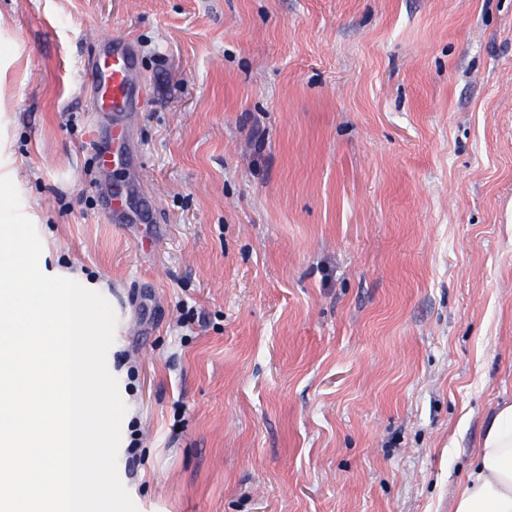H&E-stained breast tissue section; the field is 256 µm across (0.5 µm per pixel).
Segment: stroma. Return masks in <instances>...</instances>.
Wrapping results in <instances>:
<instances>
[{
	"label": "stroma",
	"mask_w": 512,
	"mask_h": 512,
	"mask_svg": "<svg viewBox=\"0 0 512 512\" xmlns=\"http://www.w3.org/2000/svg\"><path fill=\"white\" fill-rule=\"evenodd\" d=\"M143 87L111 224L98 39ZM0 176L106 281L137 512H453L512 397V0H0ZM104 198L106 202V219L111 224H129L130 215L124 197L119 193L112 194V190H110L106 193Z\"/></svg>",
	"instance_id": "stroma-1"
}]
</instances>
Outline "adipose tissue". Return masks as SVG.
I'll use <instances>...</instances> for the list:
<instances>
[{"label":"adipose tissue","instance_id":"adipose-tissue-1","mask_svg":"<svg viewBox=\"0 0 512 512\" xmlns=\"http://www.w3.org/2000/svg\"><path fill=\"white\" fill-rule=\"evenodd\" d=\"M474 460L454 512H512V401L487 418Z\"/></svg>","mask_w":512,"mask_h":512}]
</instances>
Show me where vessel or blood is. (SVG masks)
<instances>
[{"mask_svg": "<svg viewBox=\"0 0 512 512\" xmlns=\"http://www.w3.org/2000/svg\"><path fill=\"white\" fill-rule=\"evenodd\" d=\"M93 74V111L119 115L116 124L99 131L92 139L99 171L105 174L115 161L114 143L124 140L128 126L138 117L136 92L141 75L129 43L120 37L98 45ZM105 202V217L110 223H129L130 215L122 195L106 194Z\"/></svg>", "mask_w": 512, "mask_h": 512, "instance_id": "1", "label": "vessel or blood"}]
</instances>
